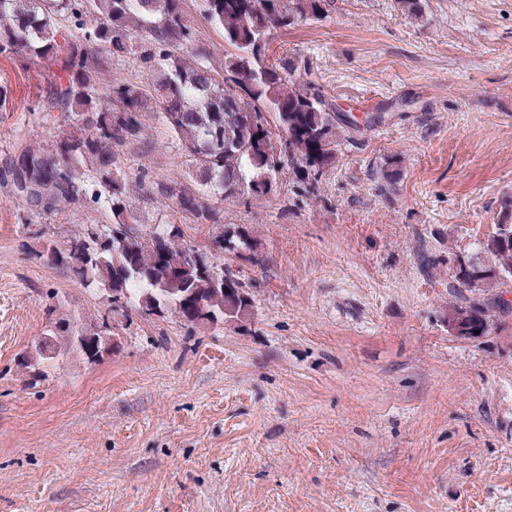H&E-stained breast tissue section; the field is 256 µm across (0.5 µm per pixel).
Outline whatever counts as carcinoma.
<instances>
[{"instance_id":"carcinoma-1","label":"carcinoma","mask_w":512,"mask_h":512,"mask_svg":"<svg viewBox=\"0 0 512 512\" xmlns=\"http://www.w3.org/2000/svg\"><path fill=\"white\" fill-rule=\"evenodd\" d=\"M327 0H196V10L224 36V68L208 64L204 47L193 60L176 53L195 40L187 23L185 0H0V55L42 59L53 80L42 105L46 116L59 113L62 135L50 149L23 148L4 174V182L32 214L64 204L92 209L106 206L112 222L102 225L88 250L76 255L84 236L54 247L49 262L71 272L81 286H102L116 294L112 306L143 312L157 305L191 328L240 320L251 313L253 299L240 272L224 263V284L204 287L196 297L185 291L205 279L190 260L196 248L179 242L177 227L156 225L141 231L130 208V188L121 167L120 147L139 136L143 113L152 102L162 107L171 132L193 158L189 175L197 185L159 188L165 199L197 224H216L215 203L226 198L271 193L288 173L304 197L317 195L321 178L335 166L341 146L384 121L368 116L363 125L337 109L324 89L282 73L268 60L270 37L308 20H320ZM68 22L77 31L59 36ZM135 55L157 73L153 93L127 82L98 90L112 59ZM288 134V155L275 154L272 130ZM487 237L478 240L491 259L482 265L457 255L448 267V309L464 310L467 335L489 333L496 298L485 289L512 283V197ZM217 244L229 253L252 248L244 226L225 228ZM110 321L78 324L65 318L49 322L44 336L52 349L64 345L81 354L82 330L108 334Z\"/></svg>"}]
</instances>
